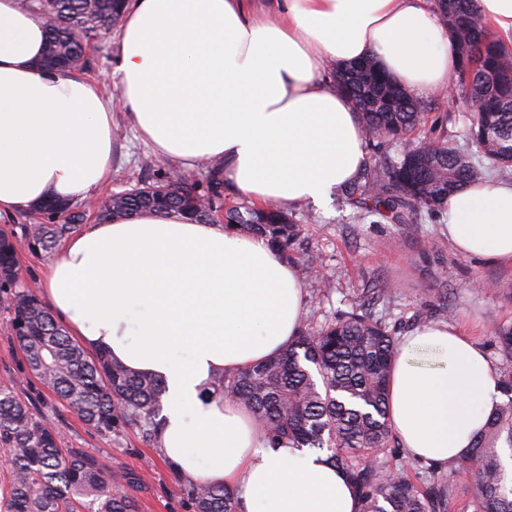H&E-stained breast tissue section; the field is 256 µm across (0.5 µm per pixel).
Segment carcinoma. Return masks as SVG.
<instances>
[{"label":"carcinoma","instance_id":"carcinoma-1","mask_svg":"<svg viewBox=\"0 0 512 512\" xmlns=\"http://www.w3.org/2000/svg\"><path fill=\"white\" fill-rule=\"evenodd\" d=\"M435 4L450 28L462 100L472 109L464 145L431 136L408 138L424 123V113L375 61L336 67L337 85L361 113L369 138L402 139L397 159L375 162L364 181L347 189L348 196L366 201L364 219L421 224L477 176L512 169V57L480 14L477 0ZM31 6L44 20L45 65L83 66L93 45L123 23L124 0H31ZM206 169L203 184L167 170L151 183L116 193L100 201L96 220L176 213L262 236L288 257L297 236L293 215L275 205L224 202L223 162H209ZM37 211L50 223L0 230V308L9 314L29 370L97 431L110 435L131 427L147 441L156 439L161 381L105 353L88 354L36 289L22 283L19 248L51 250L88 219L87 210L70 203L50 201ZM396 355L392 330L373 318L363 301L317 328L302 327L285 352L216 378L213 392L249 408L269 445L325 453L346 474L362 512H450L453 489L435 472L437 465L429 464L433 472L422 486L404 469L374 460L390 441L389 377ZM499 384L503 401L470 448L452 462L454 469L474 475V512H512V475L504 464L512 455V370L501 374ZM0 449L11 464L8 512H135L95 456L60 448L49 421L14 385L4 383ZM190 496L196 512H237L234 492L226 486L195 485Z\"/></svg>","mask_w":512,"mask_h":512}]
</instances>
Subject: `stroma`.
Instances as JSON below:
<instances>
[{
    "label": "stroma",
    "mask_w": 512,
    "mask_h": 512,
    "mask_svg": "<svg viewBox=\"0 0 512 512\" xmlns=\"http://www.w3.org/2000/svg\"><path fill=\"white\" fill-rule=\"evenodd\" d=\"M80 73L105 95L116 92L119 37L101 43ZM459 91H428L417 99L428 114L427 131L456 137L468 122L457 107ZM112 178L97 189L106 196L128 188L137 180L156 178L172 161L156 154L138 139L123 113H116L113 129ZM356 200L337 190L321 208L293 207L299 226L291 263L301 266L307 256L322 259L319 275H302L304 324H324L350 310L367 289H385L375 297L374 309L394 326L397 335L429 323H448L474 340L493 369L504 360L498 336L512 328V292H497L499 282L512 284V261L490 263L457 252L442 233L448 220L437 213L421 224L371 222L357 218ZM11 380L39 413L48 419L65 448L94 455L102 468L121 478L119 488L137 505V512H195L190 485L175 475L158 445L143 441L139 431L124 428L106 436L84 424L67 403L46 391L29 372L4 313L0 312V382Z\"/></svg>",
    "instance_id": "stroma-1"
}]
</instances>
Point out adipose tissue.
Returning <instances> with one entry per match:
<instances>
[{
	"label": "adipose tissue",
	"mask_w": 512,
	"mask_h": 512,
	"mask_svg": "<svg viewBox=\"0 0 512 512\" xmlns=\"http://www.w3.org/2000/svg\"><path fill=\"white\" fill-rule=\"evenodd\" d=\"M451 45L425 0H281L261 17L249 0H129L112 98L76 70H36L40 17L0 0V220L88 200L112 175L118 106L159 155L222 161L256 204H322L366 164L360 116L325 64L372 58L408 92L443 90ZM445 232L460 253L512 259V182L450 195ZM42 291L84 349L162 381L160 452L186 480L228 486L239 512H361L325 455L266 445L213 392L301 330L300 280L267 240L180 216L96 222L67 238ZM498 393L477 344L427 324L398 347L388 418L411 457L444 464Z\"/></svg>",
	"instance_id": "obj_1"
}]
</instances>
